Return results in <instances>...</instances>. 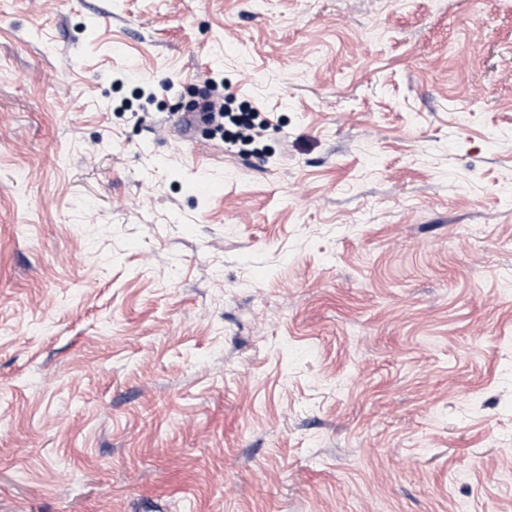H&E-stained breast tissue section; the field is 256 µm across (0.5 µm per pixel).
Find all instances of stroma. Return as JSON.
Segmentation results:
<instances>
[{
	"instance_id": "stroma-1",
	"label": "stroma",
	"mask_w": 512,
	"mask_h": 512,
	"mask_svg": "<svg viewBox=\"0 0 512 512\" xmlns=\"http://www.w3.org/2000/svg\"><path fill=\"white\" fill-rule=\"evenodd\" d=\"M0 512H512V0H0ZM207 92L202 95L201 102L195 104L196 119L210 126L212 132L221 137L224 136V119L229 118L230 121L240 128L239 138L247 141H254L261 137L267 123L265 121L256 120L260 112L257 108L243 109L241 112L230 115L226 103H224V84L220 86L212 79H206Z\"/></svg>"
}]
</instances>
